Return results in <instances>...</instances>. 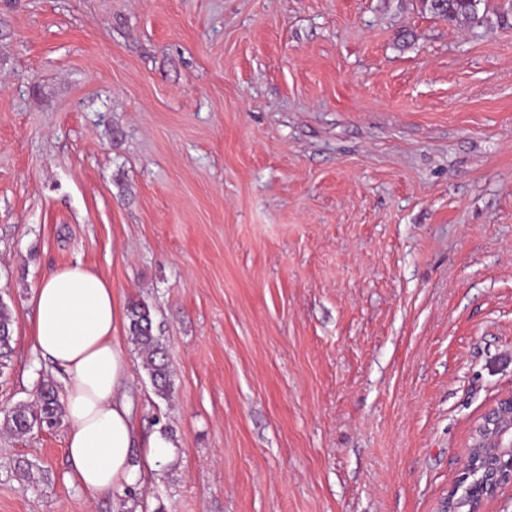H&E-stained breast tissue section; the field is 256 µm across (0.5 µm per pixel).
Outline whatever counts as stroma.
<instances>
[{"label": "stroma", "mask_w": 512, "mask_h": 512, "mask_svg": "<svg viewBox=\"0 0 512 512\" xmlns=\"http://www.w3.org/2000/svg\"><path fill=\"white\" fill-rule=\"evenodd\" d=\"M0 0V409L60 372L33 289L82 264L127 327L140 512H436L512 392V0ZM66 428L0 426V512H115ZM420 2L425 12L444 18L448 22L464 20L479 24L482 21L478 8L481 0H420ZM128 331L142 360V366L161 397L172 393L171 371L162 336L156 334L150 308L144 302H132L127 309ZM150 451L147 455V465L150 470L159 467V464L165 463L173 457V448H176L171 436L160 432L149 444Z\"/></svg>", "instance_id": "35a3bbf8"}]
</instances>
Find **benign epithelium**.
I'll list each match as a JSON object with an SVG mask.
<instances>
[{
    "label": "benign epithelium",
    "mask_w": 512,
    "mask_h": 512,
    "mask_svg": "<svg viewBox=\"0 0 512 512\" xmlns=\"http://www.w3.org/2000/svg\"><path fill=\"white\" fill-rule=\"evenodd\" d=\"M505 486L512 487V393L475 426L459 478L438 512H482L483 502Z\"/></svg>",
    "instance_id": "benign-epithelium-1"
}]
</instances>
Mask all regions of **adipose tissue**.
Segmentation results:
<instances>
[{"label": "adipose tissue", "instance_id": "ef3b65f1", "mask_svg": "<svg viewBox=\"0 0 512 512\" xmlns=\"http://www.w3.org/2000/svg\"><path fill=\"white\" fill-rule=\"evenodd\" d=\"M34 348L66 375V452L72 475L90 497L141 483L144 469L173 456L174 441L158 433L145 465L134 464L135 430L129 398L130 362L116 339L120 319L112 285L70 265L32 293Z\"/></svg>", "mask_w": 512, "mask_h": 512}]
</instances>
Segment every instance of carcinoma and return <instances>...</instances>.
Segmentation results:
<instances>
[{"mask_svg": "<svg viewBox=\"0 0 512 512\" xmlns=\"http://www.w3.org/2000/svg\"><path fill=\"white\" fill-rule=\"evenodd\" d=\"M422 9L450 22L461 20L478 24L481 0H420ZM128 331L142 360V366L161 397L172 393L171 371L166 359L162 336L156 334L150 308L143 302H132L127 309ZM12 317L7 309L0 307V360L11 351ZM64 416L63 404L59 401L53 385L44 384L40 390L37 408L18 404L5 411V420L10 431L17 436L29 434L42 424L50 429L59 425Z\"/></svg>", "mask_w": 512, "mask_h": 512, "instance_id": "1", "label": "carcinoma"}]
</instances>
